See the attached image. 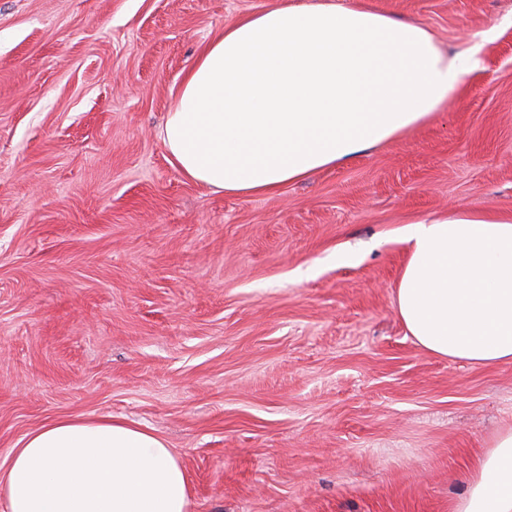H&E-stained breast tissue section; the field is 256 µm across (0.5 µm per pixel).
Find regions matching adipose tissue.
Instances as JSON below:
<instances>
[{
  "label": "adipose tissue",
  "instance_id": "ef3b65f1",
  "mask_svg": "<svg viewBox=\"0 0 512 512\" xmlns=\"http://www.w3.org/2000/svg\"><path fill=\"white\" fill-rule=\"evenodd\" d=\"M489 32L448 53L421 21L360 0H300L248 13L201 50L161 136L188 180L273 195L393 141L458 98ZM395 295L423 350L512 363V214L456 210L404 228ZM185 468L163 437L112 417L56 418L0 462V512H190ZM454 512H512V428L496 435Z\"/></svg>",
  "mask_w": 512,
  "mask_h": 512
}]
</instances>
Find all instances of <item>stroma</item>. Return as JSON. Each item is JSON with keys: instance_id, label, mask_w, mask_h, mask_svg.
<instances>
[{"instance_id": "stroma-1", "label": "stroma", "mask_w": 512, "mask_h": 512, "mask_svg": "<svg viewBox=\"0 0 512 512\" xmlns=\"http://www.w3.org/2000/svg\"><path fill=\"white\" fill-rule=\"evenodd\" d=\"M273 0H0V457L123 417L190 512H453L512 427V363L436 357L394 306L407 224L512 214V0H367L451 51L428 125L280 193L188 181L160 129L215 32Z\"/></svg>"}]
</instances>
